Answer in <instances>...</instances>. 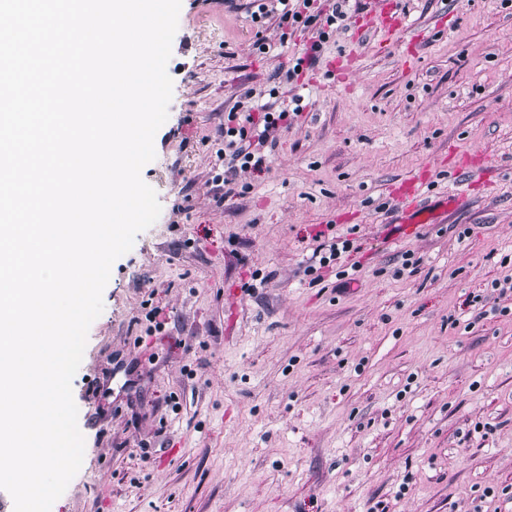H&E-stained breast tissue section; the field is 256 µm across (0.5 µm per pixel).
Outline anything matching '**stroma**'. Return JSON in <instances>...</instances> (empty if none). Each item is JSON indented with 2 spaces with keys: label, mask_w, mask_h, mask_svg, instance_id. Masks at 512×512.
Returning <instances> with one entry per match:
<instances>
[{
  "label": "stroma",
  "mask_w": 512,
  "mask_h": 512,
  "mask_svg": "<svg viewBox=\"0 0 512 512\" xmlns=\"http://www.w3.org/2000/svg\"><path fill=\"white\" fill-rule=\"evenodd\" d=\"M420 42L330 36L261 179L219 198L224 115L277 87L251 0H182L168 119L141 176L161 213L113 264L72 380L83 463L52 512H502L512 495V0H410ZM263 33L272 49L258 53ZM357 52L348 80L331 64ZM495 162L442 224L392 189ZM472 227L469 238L457 231ZM359 249L303 273L314 235ZM416 263L403 267V252ZM351 278L342 284L337 270ZM508 286L498 294L492 283ZM480 296L481 317L463 302ZM167 322L138 348L150 306ZM488 167L486 159L474 155H466L464 159L456 161L453 174L456 175V178L472 181L477 176L479 179L482 178ZM427 183V175L408 181L402 187L393 192V199L407 218L401 224H407L413 228L416 224H428L429 214L424 211L428 206L424 187ZM419 213L416 216L414 214Z\"/></svg>",
  "instance_id": "obj_1"
}]
</instances>
